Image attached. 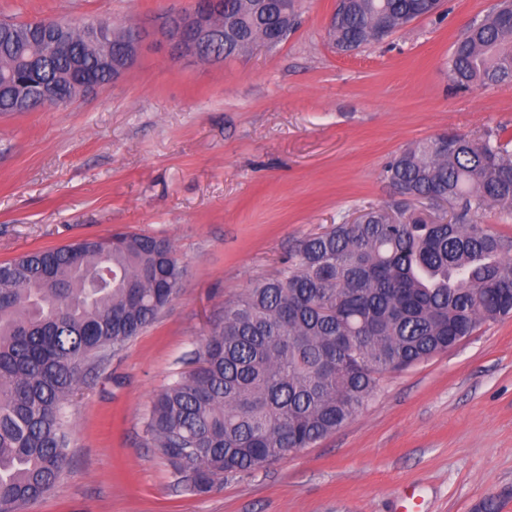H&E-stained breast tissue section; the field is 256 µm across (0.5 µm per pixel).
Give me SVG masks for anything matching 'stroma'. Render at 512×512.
Returning <instances> with one entry per match:
<instances>
[{"label":"stroma","mask_w":512,"mask_h":512,"mask_svg":"<svg viewBox=\"0 0 512 512\" xmlns=\"http://www.w3.org/2000/svg\"><path fill=\"white\" fill-rule=\"evenodd\" d=\"M495 0H445L349 55L326 36L336 0H300L274 47L173 61L158 15L191 0H0V19L111 17L147 36L117 82L62 106L0 113V262L120 231L167 239L176 297L108 353L65 409L69 463L23 512H512V319L380 375L352 422L204 494L177 488L143 426L226 302L275 274L307 236L398 196L387 162L443 133L512 139V83L453 89L465 21Z\"/></svg>","instance_id":"stroma-1"}]
</instances>
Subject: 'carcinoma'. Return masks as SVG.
Instances as JSON below:
<instances>
[{
	"instance_id": "cac0c4a2",
	"label": "carcinoma",
	"mask_w": 512,
	"mask_h": 512,
	"mask_svg": "<svg viewBox=\"0 0 512 512\" xmlns=\"http://www.w3.org/2000/svg\"><path fill=\"white\" fill-rule=\"evenodd\" d=\"M233 38L202 56L241 55L286 14L265 0H229ZM440 0H340L329 40L341 52L437 14ZM512 4L500 0L456 40L448 78L458 87L512 82ZM0 32V112L14 91L54 85L59 106L83 81L112 82L87 43L86 23L40 18ZM417 141L387 166L406 197L444 200L448 222L389 206L301 241L279 272L224 304L196 367L153 400L147 440L177 485L205 493L225 474L262 468L357 417L378 377L447 351L482 325L512 317V237L473 218L512 209V142L488 130L458 135L448 152ZM182 277L166 239L115 233L78 247L0 263V512L44 498L68 466L65 406L85 366L123 348L176 296Z\"/></svg>"
}]
</instances>
